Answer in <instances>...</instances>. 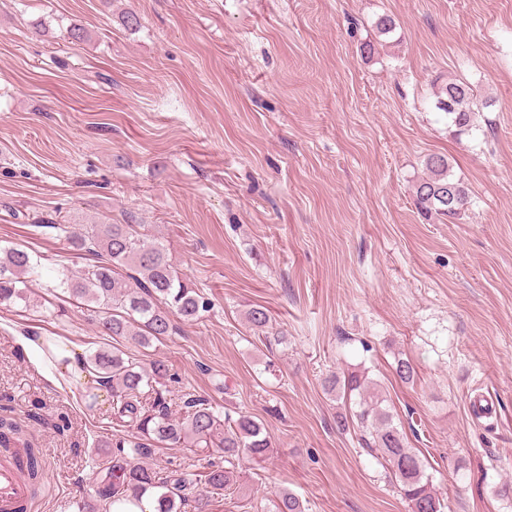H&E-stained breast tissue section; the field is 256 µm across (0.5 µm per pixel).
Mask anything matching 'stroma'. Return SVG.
I'll use <instances>...</instances> for the list:
<instances>
[{
	"label": "stroma",
	"mask_w": 512,
	"mask_h": 512,
	"mask_svg": "<svg viewBox=\"0 0 512 512\" xmlns=\"http://www.w3.org/2000/svg\"><path fill=\"white\" fill-rule=\"evenodd\" d=\"M451 77L485 104L459 138L432 94ZM434 153L468 188L459 222L414 204ZM60 214L144 225L210 311L147 348L97 336L46 288L91 261L47 227ZM14 243L42 263L32 306H0V419L44 464L30 512L93 501L114 430L110 391L48 376L24 336L165 360L173 391L260 420L268 459L237 458L245 488L212 512H272L283 489L306 512H409L380 456L336 426L349 408L324 379L359 367L445 512H512V0H0V245ZM257 305L281 342L254 339ZM401 353L413 383L393 372Z\"/></svg>",
	"instance_id": "stroma-1"
}]
</instances>
